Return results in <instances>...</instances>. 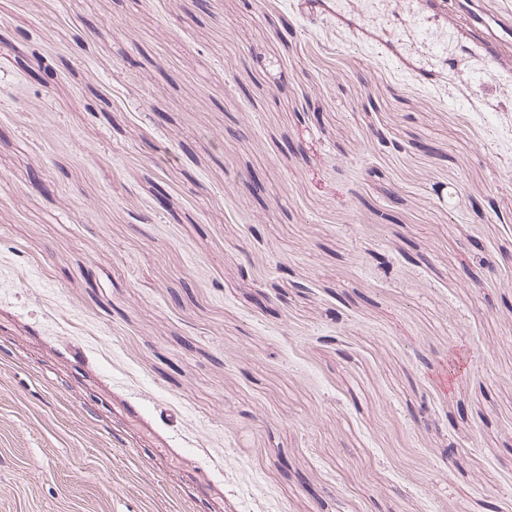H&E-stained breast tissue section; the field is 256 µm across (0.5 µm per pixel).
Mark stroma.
I'll return each mask as SVG.
<instances>
[{
  "label": "stroma",
  "instance_id": "1",
  "mask_svg": "<svg viewBox=\"0 0 512 512\" xmlns=\"http://www.w3.org/2000/svg\"><path fill=\"white\" fill-rule=\"evenodd\" d=\"M0 512H512V55L0 0Z\"/></svg>",
  "mask_w": 512,
  "mask_h": 512
}]
</instances>
